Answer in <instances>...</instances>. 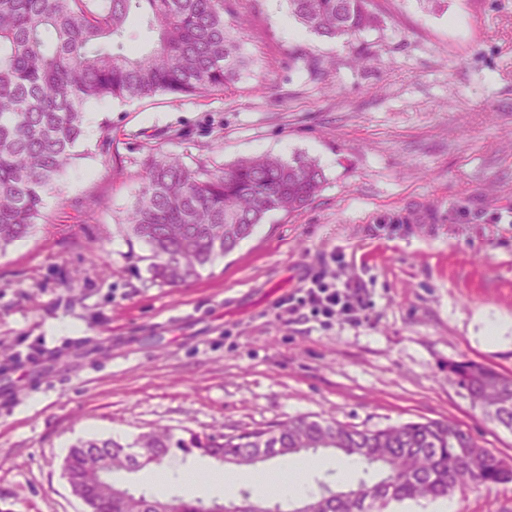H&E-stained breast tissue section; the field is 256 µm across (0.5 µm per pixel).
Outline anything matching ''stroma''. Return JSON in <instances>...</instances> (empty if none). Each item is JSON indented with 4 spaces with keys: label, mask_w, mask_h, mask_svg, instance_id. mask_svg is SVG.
<instances>
[{
    "label": "stroma",
    "mask_w": 512,
    "mask_h": 512,
    "mask_svg": "<svg viewBox=\"0 0 512 512\" xmlns=\"http://www.w3.org/2000/svg\"><path fill=\"white\" fill-rule=\"evenodd\" d=\"M371 7L381 29L334 42L290 35L286 0H231L249 64L228 89L96 106L45 220L0 252V512H82L68 448L155 426L450 419L512 460V431L448 370L469 359L512 374V0ZM152 147L190 166L304 156L325 182L171 288L115 221ZM320 269L369 302L359 323L276 318ZM490 322L507 326L493 342ZM389 512H512V483Z\"/></svg>",
    "instance_id": "35a3bbf8"
}]
</instances>
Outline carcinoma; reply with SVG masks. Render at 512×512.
I'll return each mask as SVG.
<instances>
[{"label":"carcinoma","instance_id":"carcinoma-1","mask_svg":"<svg viewBox=\"0 0 512 512\" xmlns=\"http://www.w3.org/2000/svg\"><path fill=\"white\" fill-rule=\"evenodd\" d=\"M287 2L298 24L328 40L382 23L370 0ZM143 31L151 35L149 48L127 50ZM245 66L224 23V0H0V252L44 218L45 196L60 189L63 174L80 158L88 106L222 91ZM140 180L118 223L149 252L152 280L178 287L199 278L269 213L305 207L324 174L301 156L258 155L225 168L199 163L192 169L152 149ZM448 370L487 418L512 430V375L472 360L452 362ZM123 448L149 449L157 467L168 463L173 448L222 455L242 470L272 457L333 449L365 472L381 469L379 480L362 478L346 489L319 483L305 496L313 512H383L391 502L435 501L457 490L512 483L504 458L458 424L428 420L360 429L310 415L203 437L152 429L126 443L79 440L66 455L73 480L98 495L100 461L110 455L112 471L124 470ZM149 498L169 501L172 512H207L200 499ZM141 505L134 495H99L98 512H142Z\"/></svg>","mask_w":512,"mask_h":512}]
</instances>
